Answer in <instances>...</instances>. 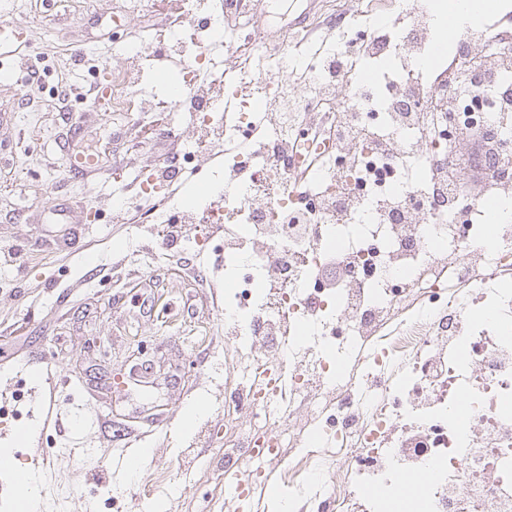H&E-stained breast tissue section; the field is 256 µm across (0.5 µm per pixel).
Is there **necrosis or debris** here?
Segmentation results:
<instances>
[{
  "label": "necrosis or debris",
  "mask_w": 512,
  "mask_h": 512,
  "mask_svg": "<svg viewBox=\"0 0 512 512\" xmlns=\"http://www.w3.org/2000/svg\"><path fill=\"white\" fill-rule=\"evenodd\" d=\"M356 0L321 22L342 47L269 56L260 30L224 28L219 0H187L188 29L157 30L179 62L173 97L197 134L189 157L224 155L223 198L174 202L172 224L224 228L226 400L258 425L237 441L256 458L298 463L288 512H512V31L467 28L436 79L408 84L436 43L432 16L398 4L354 27ZM374 75L355 77L360 62ZM477 81L460 78L471 63ZM304 73L287 86L281 73ZM345 97H337L339 88ZM332 105L343 127L308 189L291 167L316 151L297 109ZM494 130L480 155L454 146ZM482 168L465 189V165ZM343 275L321 281L326 258ZM420 481L401 493L404 478Z\"/></svg>",
  "instance_id": "1"
}]
</instances>
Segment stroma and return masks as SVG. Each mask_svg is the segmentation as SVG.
Wrapping results in <instances>:
<instances>
[{"mask_svg":"<svg viewBox=\"0 0 512 512\" xmlns=\"http://www.w3.org/2000/svg\"><path fill=\"white\" fill-rule=\"evenodd\" d=\"M326 2L260 0L252 17L271 42L297 17L313 25ZM1 21L23 29L26 45L0 77V369L50 368L59 420L0 451L28 470L34 456L48 458L46 512H130L135 501L144 512L159 501L166 512H224V424L251 425L224 401V230L209 228V242L190 251L194 225L164 239L153 216L163 198L196 192L183 160L195 120L120 113L101 94L129 48L149 49L156 29L189 18L164 0H0ZM75 122L85 143L112 145L110 166L73 170L64 140ZM140 168L175 178L146 192ZM11 246L21 263L4 257ZM198 403L204 412L187 419ZM87 409L101 423L75 427ZM141 448L151 454L130 473Z\"/></svg>","mask_w":512,"mask_h":512,"instance_id":"1","label":"stroma"}]
</instances>
